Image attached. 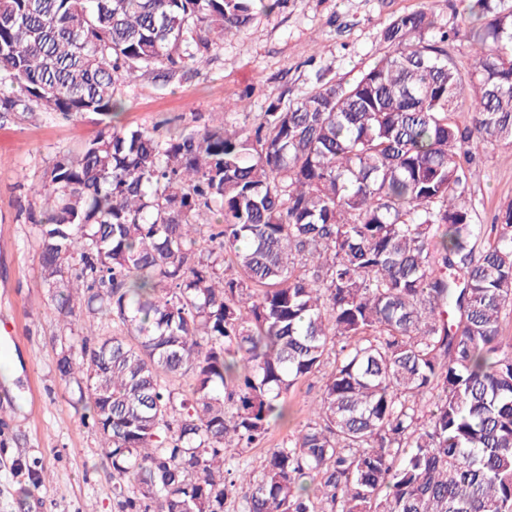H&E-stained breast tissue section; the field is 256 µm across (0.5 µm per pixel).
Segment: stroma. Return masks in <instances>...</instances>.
Wrapping results in <instances>:
<instances>
[{"label":"stroma","mask_w":512,"mask_h":512,"mask_svg":"<svg viewBox=\"0 0 512 512\" xmlns=\"http://www.w3.org/2000/svg\"><path fill=\"white\" fill-rule=\"evenodd\" d=\"M466 6V0H284L225 40L203 70L178 67L165 84L144 71L119 82L115 96L125 109L117 123L172 130L204 126L221 113L233 125L249 124L280 96L303 97L317 79L358 80L388 52L382 31L394 16L422 9L448 29ZM106 122L93 114L64 120L39 112L0 121V328L15 338L0 347V512H117L112 470L97 454L99 434L75 410L76 396L56 367L58 337L90 336L99 326L58 316L34 237L42 218L34 185L59 153L94 139ZM477 166L475 221L489 224L512 204V145H486ZM333 368V357H326L320 372L296 385L288 421L274 426L262 446L233 447L230 455L260 467L267 449L307 423V408Z\"/></svg>","instance_id":"stroma-1"}]
</instances>
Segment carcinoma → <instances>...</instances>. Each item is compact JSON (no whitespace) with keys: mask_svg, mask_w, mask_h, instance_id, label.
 I'll return each mask as SVG.
<instances>
[{"mask_svg":"<svg viewBox=\"0 0 512 512\" xmlns=\"http://www.w3.org/2000/svg\"><path fill=\"white\" fill-rule=\"evenodd\" d=\"M280 2L0 0V119L115 116L118 81L199 67ZM464 21L469 70L414 10L352 84L248 128L108 125L45 172L41 279L101 322L57 368L120 512H512V204L488 226L471 199L512 143V0ZM331 351L304 428L231 466Z\"/></svg>","mask_w":512,"mask_h":512,"instance_id":"carcinoma-1","label":"carcinoma"}]
</instances>
